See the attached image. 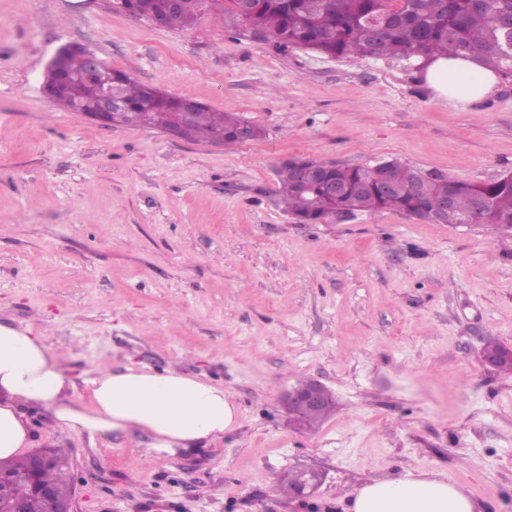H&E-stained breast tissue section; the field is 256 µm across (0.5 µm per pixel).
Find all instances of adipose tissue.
Segmentation results:
<instances>
[{"label": "adipose tissue", "instance_id": "adipose-tissue-1", "mask_svg": "<svg viewBox=\"0 0 512 512\" xmlns=\"http://www.w3.org/2000/svg\"><path fill=\"white\" fill-rule=\"evenodd\" d=\"M423 81L436 99L474 104L495 95L499 76L477 60L436 56ZM70 371L56 362L40 334L0 324V458L32 442L27 405L90 440L136 432L149 434L151 449L174 455L222 437L236 425L237 408L223 387L174 370L126 367L91 378L90 404L72 401ZM464 485L440 473L405 471L374 479L351 497L348 512H483Z\"/></svg>", "mask_w": 512, "mask_h": 512}]
</instances>
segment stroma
<instances>
[{"mask_svg":"<svg viewBox=\"0 0 512 512\" xmlns=\"http://www.w3.org/2000/svg\"><path fill=\"white\" fill-rule=\"evenodd\" d=\"M263 128L232 147L106 127L40 92L58 48ZM295 157L396 159L471 182L512 172V76L487 103L435 100L420 61L276 50L221 13L157 27L107 0H0V323L44 333L86 379L134 365L221 385L237 424L207 446L90 441L30 407L35 447L70 457L76 512H347L405 470L442 472L512 512V232L396 212L300 224L275 203ZM336 405L296 430L282 397ZM324 474L308 502L283 471ZM306 383L307 381H303L299 387L295 386L288 391L286 403L290 413L297 406H308L312 410H317L322 405L320 390L325 389V386L320 381L312 379L308 387H301ZM310 469H300L294 468L285 472L281 478L280 482L283 484L290 485H276L274 491L281 497L288 499V501L294 502H306L308 498H310L316 490L315 485H309L306 482L297 483L302 480L305 476L306 472ZM297 483V484H291Z\"/></svg>","mask_w":512,"mask_h":512,"instance_id":"1","label":"stroma"}]
</instances>
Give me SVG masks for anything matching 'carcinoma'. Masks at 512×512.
Segmentation results:
<instances>
[{
	"label": "carcinoma",
	"mask_w": 512,
	"mask_h": 512,
	"mask_svg": "<svg viewBox=\"0 0 512 512\" xmlns=\"http://www.w3.org/2000/svg\"><path fill=\"white\" fill-rule=\"evenodd\" d=\"M224 10L230 27L241 24L280 51L301 49L332 58L429 59L436 55L465 56L505 74L512 75V0H254L252 11L242 16L237 0H184L178 9L168 0H116L133 15L161 14L168 28L191 26L203 13V5ZM66 72L78 82L75 97L59 94L53 101L76 112L80 104L89 105L101 93L99 81L85 75L83 54L70 52L65 57ZM112 84L118 88L126 110L112 118L114 126L163 130L170 113L181 109L179 98L159 87L141 83L127 74L107 67ZM193 123L182 129L181 138L204 142L210 133L219 135L226 145L243 143L239 130L242 117L211 112L198 105ZM421 170L397 160L380 161L371 166L328 165L322 180L336 181L344 193L323 195L319 183L302 191L296 172L284 164L277 170V195L284 209L301 224H325L332 215L346 210H383L414 213L430 219V209L452 197L455 215L472 214L478 202L484 209L480 220L489 225L512 224V174L488 182H470L442 174L432 179L419 178ZM334 409L328 397L318 415L300 413L299 429L314 428ZM58 463L44 469L40 480L72 491L68 453L53 449ZM26 456L0 460V468L14 474L8 492L0 502L21 500L28 512H44L34 498L28 478Z\"/></svg>",
	"instance_id": "cac0c4a2"
}]
</instances>
